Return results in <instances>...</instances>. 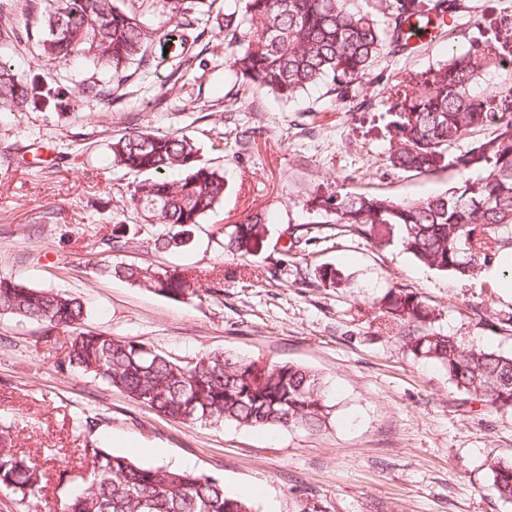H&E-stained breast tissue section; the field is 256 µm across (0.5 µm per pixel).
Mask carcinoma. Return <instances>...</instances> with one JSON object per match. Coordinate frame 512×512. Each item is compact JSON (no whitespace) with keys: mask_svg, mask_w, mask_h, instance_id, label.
<instances>
[{"mask_svg":"<svg viewBox=\"0 0 512 512\" xmlns=\"http://www.w3.org/2000/svg\"><path fill=\"white\" fill-rule=\"evenodd\" d=\"M43 2L35 67L89 57L111 74L115 92L126 81L129 64H148L146 48L160 35L118 0ZM199 5V0H174V29L160 36L174 42L170 59L180 67L190 61V17L199 13ZM352 5L353 0H246L244 14L234 11L226 19L225 27L237 37L232 67L282 99L323 81L348 89L365 78L391 31L399 29L401 15L411 10L418 26L431 25L415 0H396L389 29ZM251 16L260 17L262 25L252 26ZM469 57L453 58L421 82L409 105L399 107L401 148L392 164L431 172L448 161V150L470 130L494 126L496 138L469 156L486 164L487 175L461 192L446 191L420 203L350 194L326 201L324 211L361 234L375 224L396 227L406 253L442 272L470 276L496 266L512 275V112L500 110L492 93L480 96L471 89L475 74L465 62ZM94 92L93 87L51 88L36 75L23 79L0 53V110L10 115L47 106L63 110ZM110 151L113 166L141 176L130 191L129 206L154 228L157 251L184 250L202 219L224 201V172L201 159L194 140L176 130L136 127L112 139ZM171 171L180 179L168 180ZM267 231L264 220L253 216L224 230V246L249 254L263 245ZM128 243L121 224L103 245L112 252ZM104 272L176 302L196 287L191 270L179 265L118 263ZM388 314L413 357L435 363L457 390L512 412V354L477 343L465 348L455 337L435 332L428 325V307L409 292H390ZM3 315L49 330H72L64 365L181 423L213 420L311 431L329 423L325 386L304 366L224 352L184 364L142 341L85 332L86 312L78 298L7 278L0 279ZM83 452L91 471L84 487L66 497L62 512H252L246 501L207 475L139 466L92 441ZM488 469L493 492L512 501V460L495 459ZM0 487L31 499L44 488L42 467L19 453L5 427L0 429Z\"/></svg>","mask_w":512,"mask_h":512,"instance_id":"1","label":"carcinoma"}]
</instances>
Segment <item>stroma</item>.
Returning <instances> with one entry per match:
<instances>
[{
	"label": "stroma",
	"mask_w": 512,
	"mask_h": 512,
	"mask_svg": "<svg viewBox=\"0 0 512 512\" xmlns=\"http://www.w3.org/2000/svg\"><path fill=\"white\" fill-rule=\"evenodd\" d=\"M192 70L170 75L162 60L131 67L120 91L81 59L43 71L46 83L113 91L57 111L0 121V277L80 298L86 330L130 337L189 362L226 351L316 372L332 394L326 430L251 428L231 422L185 425L159 415L62 361L70 331L0 317V426L46 471L41 498L0 488V512H57L81 483V450L94 440L135 463L177 467L217 479L229 493L251 487L255 512H512L490 489L488 460H512V413L457 391L435 364L406 351L386 316L389 289L417 293L436 315L435 331L462 345L512 352V288L481 272L447 275L407 254L396 230L363 236L319 208L349 193L420 201L463 189L484 174L464 165L494 137L475 130L448 153L447 168L418 173L388 161L396 150L392 103L411 95L426 72L467 52L484 55L474 91L512 85V0H482L480 12L452 13L433 42L384 49L366 93L319 83L290 99L250 84L229 63L224 15L236 0H205ZM40 0H0V52L32 75ZM134 127L178 129L224 173L228 194L192 235L187 251H155L127 200L136 177L113 169L109 144ZM28 146L29 163L3 153ZM258 215L262 249L227 252L216 228ZM122 224L126 251L103 242ZM306 231L297 242L294 232ZM182 264L206 274L212 294L173 302L98 274L108 263ZM343 271L323 287L318 266ZM91 427H83V420Z\"/></svg>",
	"instance_id": "stroma-1"
}]
</instances>
